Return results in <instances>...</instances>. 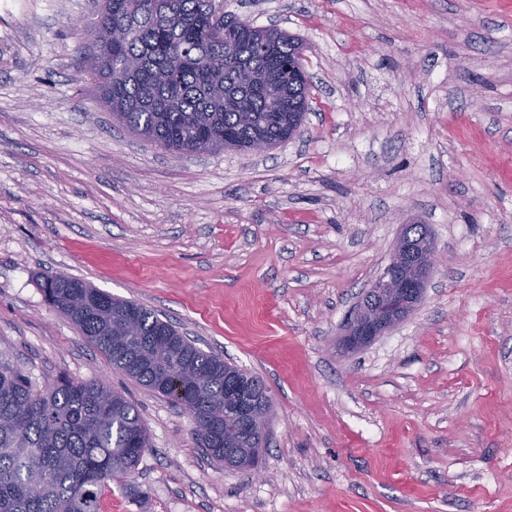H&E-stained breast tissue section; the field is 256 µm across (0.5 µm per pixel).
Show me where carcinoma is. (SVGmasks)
I'll return each mask as SVG.
<instances>
[{"label":"carcinoma","mask_w":512,"mask_h":512,"mask_svg":"<svg viewBox=\"0 0 512 512\" xmlns=\"http://www.w3.org/2000/svg\"><path fill=\"white\" fill-rule=\"evenodd\" d=\"M227 36L212 41L211 24ZM122 33L112 55L91 54L86 74L112 116L133 133L184 154L257 141L279 144L299 129L308 77L288 75L303 47L282 31L257 45L245 22L217 18L212 0H102L91 37ZM46 301L128 377L190 412L193 436L224 464V437L237 466L258 463L266 441L240 432L224 404V373L237 366L181 335L153 310L81 279L41 283ZM150 448L134 406L96 381L35 385L0 359V512H101L111 483ZM42 490L34 495L31 485Z\"/></svg>","instance_id":"obj_1"}]
</instances>
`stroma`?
I'll return each mask as SVG.
<instances>
[{"mask_svg":"<svg viewBox=\"0 0 512 512\" xmlns=\"http://www.w3.org/2000/svg\"><path fill=\"white\" fill-rule=\"evenodd\" d=\"M214 3L305 43L290 141L161 148L82 68L98 0L0 11V358L137 409L151 446L102 512H512V0ZM406 224L434 237L423 301L339 350ZM56 274L259 376L261 477L79 336L41 291Z\"/></svg>","mask_w":512,"mask_h":512,"instance_id":"obj_1","label":"stroma"}]
</instances>
